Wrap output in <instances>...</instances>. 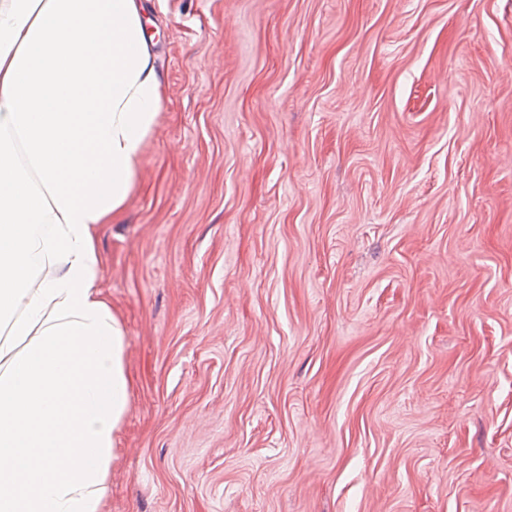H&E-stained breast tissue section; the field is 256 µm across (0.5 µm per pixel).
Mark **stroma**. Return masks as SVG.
Here are the masks:
<instances>
[{"label": "stroma", "mask_w": 512, "mask_h": 512, "mask_svg": "<svg viewBox=\"0 0 512 512\" xmlns=\"http://www.w3.org/2000/svg\"><path fill=\"white\" fill-rule=\"evenodd\" d=\"M145 6L106 512H512V0Z\"/></svg>", "instance_id": "obj_1"}]
</instances>
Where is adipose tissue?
Wrapping results in <instances>:
<instances>
[{"instance_id":"ef3b65f1","label":"adipose tissue","mask_w":512,"mask_h":512,"mask_svg":"<svg viewBox=\"0 0 512 512\" xmlns=\"http://www.w3.org/2000/svg\"><path fill=\"white\" fill-rule=\"evenodd\" d=\"M143 0H0V512H104L129 408L102 287L164 107Z\"/></svg>"}]
</instances>
